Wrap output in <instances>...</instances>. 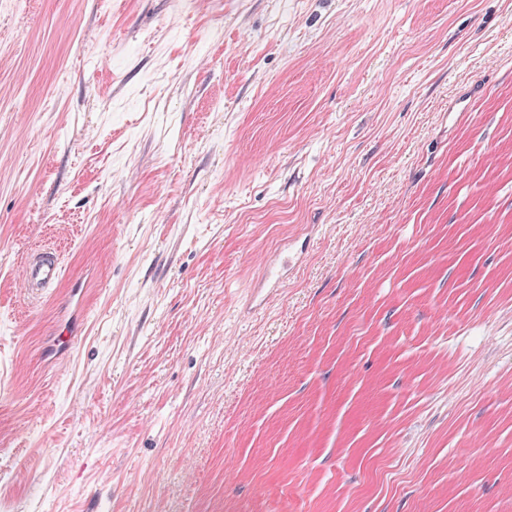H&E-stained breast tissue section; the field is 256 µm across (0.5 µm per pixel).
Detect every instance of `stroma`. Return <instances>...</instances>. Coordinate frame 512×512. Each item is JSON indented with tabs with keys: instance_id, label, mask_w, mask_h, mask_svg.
Here are the masks:
<instances>
[{
	"instance_id": "35a3bbf8",
	"label": "stroma",
	"mask_w": 512,
	"mask_h": 512,
	"mask_svg": "<svg viewBox=\"0 0 512 512\" xmlns=\"http://www.w3.org/2000/svg\"><path fill=\"white\" fill-rule=\"evenodd\" d=\"M0 512H512V0H0ZM36 252L25 258L20 275L23 288L32 292L53 287L63 277V267L53 253L45 250Z\"/></svg>"
}]
</instances>
